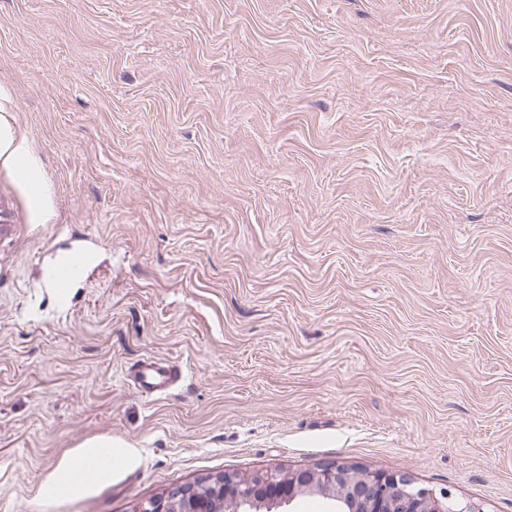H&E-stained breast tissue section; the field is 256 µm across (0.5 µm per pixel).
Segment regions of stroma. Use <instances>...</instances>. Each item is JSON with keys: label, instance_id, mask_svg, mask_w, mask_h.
Instances as JSON below:
<instances>
[{"label": "stroma", "instance_id": "35a3bbf8", "mask_svg": "<svg viewBox=\"0 0 512 512\" xmlns=\"http://www.w3.org/2000/svg\"><path fill=\"white\" fill-rule=\"evenodd\" d=\"M2 224L0 512L331 462L512 512V0H0ZM89 264L88 252L82 249L71 250L66 262L54 266L49 271L48 277L55 287L62 291L65 288H70L71 284ZM184 378L179 366L154 358L140 360L126 371L127 382L138 392L149 397L167 396Z\"/></svg>", "mask_w": 512, "mask_h": 512}]
</instances>
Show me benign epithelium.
Returning <instances> with one entry per match:
<instances>
[{"instance_id":"1","label":"benign epithelium","mask_w":512,"mask_h":512,"mask_svg":"<svg viewBox=\"0 0 512 512\" xmlns=\"http://www.w3.org/2000/svg\"><path fill=\"white\" fill-rule=\"evenodd\" d=\"M334 503V512H484L451 491L418 486L397 473L331 463L280 476L273 470L237 477L224 474L176 485L140 502L137 512H277L298 496Z\"/></svg>"}]
</instances>
